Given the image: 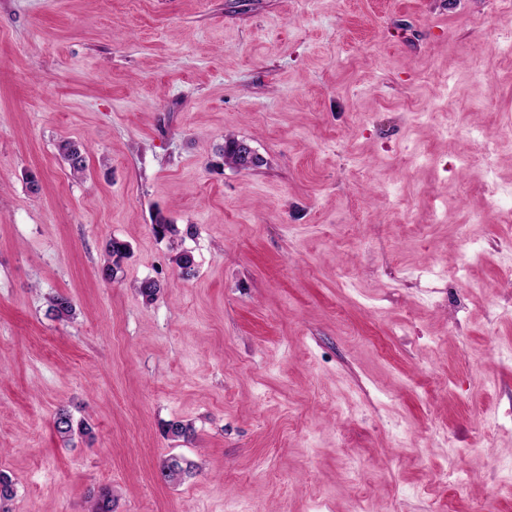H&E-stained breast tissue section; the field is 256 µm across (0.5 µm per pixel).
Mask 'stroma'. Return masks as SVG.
Segmentation results:
<instances>
[{
    "instance_id": "obj_1",
    "label": "stroma",
    "mask_w": 512,
    "mask_h": 512,
    "mask_svg": "<svg viewBox=\"0 0 512 512\" xmlns=\"http://www.w3.org/2000/svg\"><path fill=\"white\" fill-rule=\"evenodd\" d=\"M503 28L512 0H0L6 512H512ZM235 151L236 155L239 158V164L237 156L234 152L222 149V158L224 159V163L228 165H237V168L240 170H247L252 167L257 162V155L254 153L251 146L245 141L236 140L235 141ZM128 247L125 243L116 239H109L104 246L105 263L103 271H106L109 278L117 273L121 260L127 255ZM54 428L61 437H71L76 432L85 434L89 432V427L84 422L75 423L72 415L65 409H60L53 421Z\"/></svg>"
}]
</instances>
